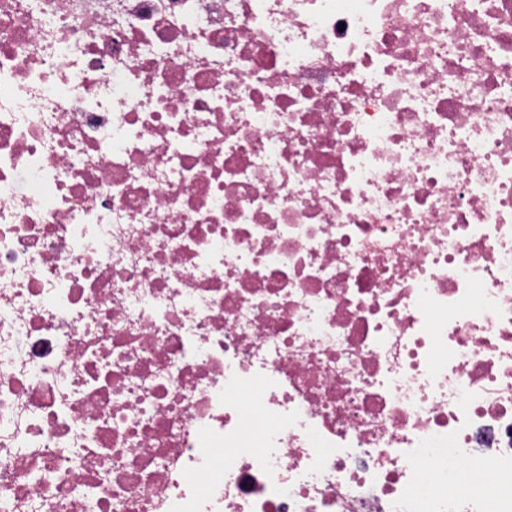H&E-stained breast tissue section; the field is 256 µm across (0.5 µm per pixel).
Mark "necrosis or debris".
Wrapping results in <instances>:
<instances>
[{"instance_id": "obj_1", "label": "necrosis or debris", "mask_w": 512, "mask_h": 512, "mask_svg": "<svg viewBox=\"0 0 512 512\" xmlns=\"http://www.w3.org/2000/svg\"><path fill=\"white\" fill-rule=\"evenodd\" d=\"M0 512H512V0H0Z\"/></svg>"}]
</instances>
